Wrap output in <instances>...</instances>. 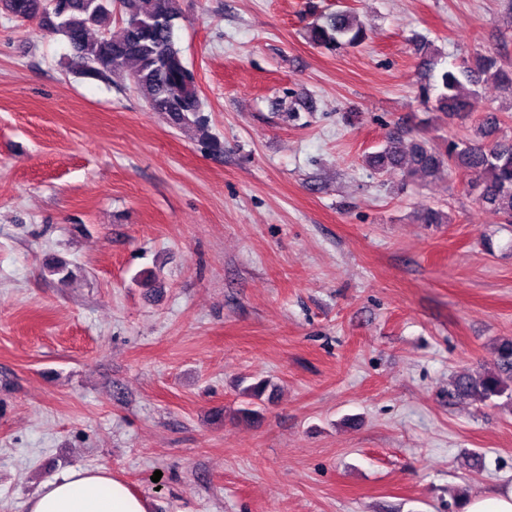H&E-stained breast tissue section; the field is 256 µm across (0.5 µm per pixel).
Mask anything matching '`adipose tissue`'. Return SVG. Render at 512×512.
<instances>
[{"instance_id":"obj_1","label":"adipose tissue","mask_w":512,"mask_h":512,"mask_svg":"<svg viewBox=\"0 0 512 512\" xmlns=\"http://www.w3.org/2000/svg\"><path fill=\"white\" fill-rule=\"evenodd\" d=\"M28 512H148L141 495L103 468L74 469L47 482L27 503Z\"/></svg>"}]
</instances>
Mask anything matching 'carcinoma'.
Here are the masks:
<instances>
[{
    "instance_id": "cac0c4a2",
    "label": "carcinoma",
    "mask_w": 512,
    "mask_h": 512,
    "mask_svg": "<svg viewBox=\"0 0 512 512\" xmlns=\"http://www.w3.org/2000/svg\"><path fill=\"white\" fill-rule=\"evenodd\" d=\"M13 17L40 19L46 29L63 35L73 50L72 64L81 77L103 84L112 74L126 73L131 88L152 111L176 128L202 127L203 104L198 75L174 40L176 21L181 18L179 0H120L123 30L112 38V0H0ZM309 39L329 51L355 47L366 40V31L351 11H336L316 17ZM491 82L504 95L505 105L473 128V137L451 141L441 147L429 139L396 126L386 134L381 150L366 156L368 167L378 174L401 173L402 179H427L443 171L462 169L470 175L467 191L512 224V136L491 138L492 130L512 118V68L498 65L497 58L479 54L454 70L431 76L421 87L420 97L434 99L435 108L450 118L470 112V98L480 81ZM421 224H447L448 213L423 207L417 214ZM512 409V337L494 348L493 369L477 375L457 374L448 385V399L469 398Z\"/></svg>"
}]
</instances>
